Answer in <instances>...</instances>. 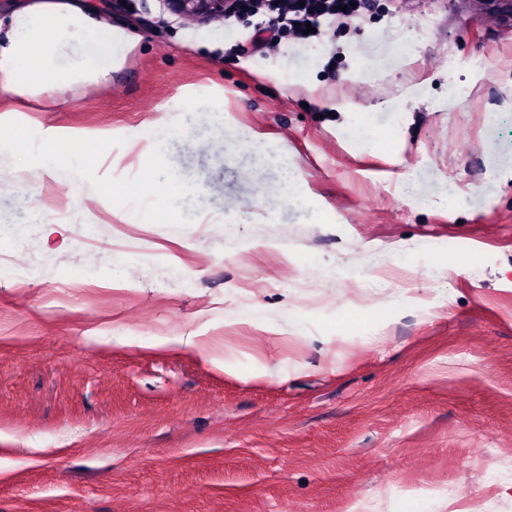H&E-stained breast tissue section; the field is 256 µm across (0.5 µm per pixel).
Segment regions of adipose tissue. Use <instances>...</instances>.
I'll use <instances>...</instances> for the list:
<instances>
[{"instance_id":"adipose-tissue-1","label":"adipose tissue","mask_w":512,"mask_h":512,"mask_svg":"<svg viewBox=\"0 0 512 512\" xmlns=\"http://www.w3.org/2000/svg\"><path fill=\"white\" fill-rule=\"evenodd\" d=\"M125 30L101 24L87 0H22L0 17V99L77 93L122 65Z\"/></svg>"}]
</instances>
